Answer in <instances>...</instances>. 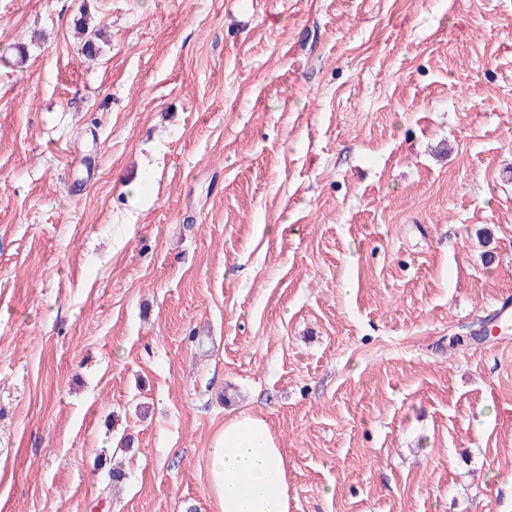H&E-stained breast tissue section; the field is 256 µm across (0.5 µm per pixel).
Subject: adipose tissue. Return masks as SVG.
Listing matches in <instances>:
<instances>
[{
  "label": "adipose tissue",
  "mask_w": 512,
  "mask_h": 512,
  "mask_svg": "<svg viewBox=\"0 0 512 512\" xmlns=\"http://www.w3.org/2000/svg\"><path fill=\"white\" fill-rule=\"evenodd\" d=\"M208 463L219 512H289L283 451L264 418H225L212 439Z\"/></svg>",
  "instance_id": "adipose-tissue-1"
}]
</instances>
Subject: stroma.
Returning a JSON list of instances; mask_svg holds the SVG:
<instances>
[{
  "label": "stroma",
  "mask_w": 512,
  "mask_h": 512,
  "mask_svg": "<svg viewBox=\"0 0 512 512\" xmlns=\"http://www.w3.org/2000/svg\"><path fill=\"white\" fill-rule=\"evenodd\" d=\"M507 297L512 0H0V512H512ZM75 28L78 29V32L83 36V44L82 48L87 57L96 56L99 52V46L96 43V40L100 39L101 29H95L96 26H92L90 29L89 22L87 21V17L83 16L74 22ZM208 463L219 512H289L283 451L264 418H225L212 439Z\"/></svg>",
  "instance_id": "35a3bbf8"
}]
</instances>
